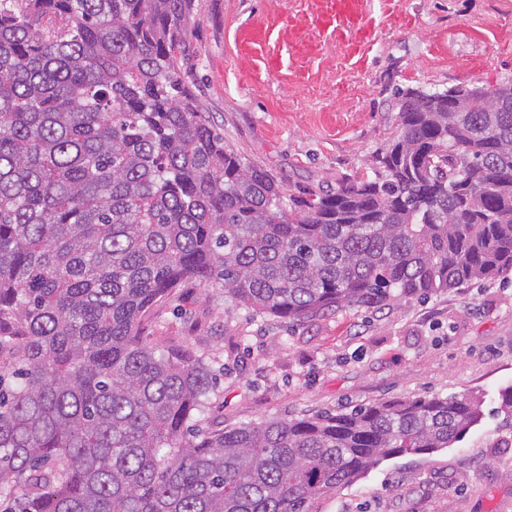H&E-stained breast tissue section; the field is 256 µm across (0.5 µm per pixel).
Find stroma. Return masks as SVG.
<instances>
[{
    "mask_svg": "<svg viewBox=\"0 0 512 512\" xmlns=\"http://www.w3.org/2000/svg\"><path fill=\"white\" fill-rule=\"evenodd\" d=\"M181 78L226 148L287 193L369 175L396 134L393 91L512 82V0H194ZM213 375L201 427L432 395L479 398L464 439L383 461L311 512H512V276L290 325L189 280L143 321Z\"/></svg>",
    "mask_w": 512,
    "mask_h": 512,
    "instance_id": "1",
    "label": "stroma"
}]
</instances>
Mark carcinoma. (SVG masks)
<instances>
[{
  "instance_id": "carcinoma-1",
  "label": "carcinoma",
  "mask_w": 512,
  "mask_h": 512,
  "mask_svg": "<svg viewBox=\"0 0 512 512\" xmlns=\"http://www.w3.org/2000/svg\"><path fill=\"white\" fill-rule=\"evenodd\" d=\"M191 3L0 0V512H308L483 418L433 395L189 434L210 370L141 333L184 281L299 324L512 274V83L399 89L373 176L288 195L183 84Z\"/></svg>"
}]
</instances>
